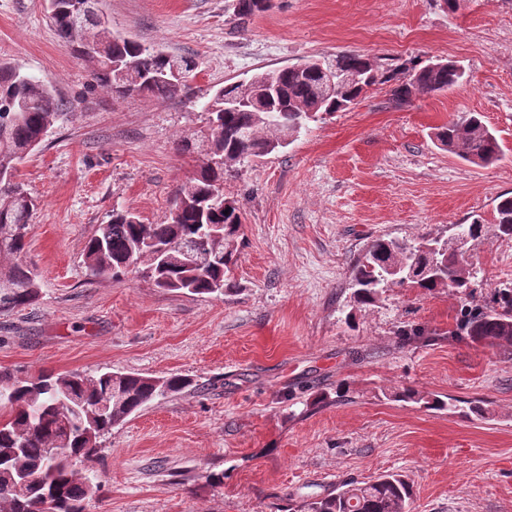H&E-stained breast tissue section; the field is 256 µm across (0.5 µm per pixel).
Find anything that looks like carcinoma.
Returning a JSON list of instances; mask_svg holds the SVG:
<instances>
[{"instance_id":"carcinoma-1","label":"carcinoma","mask_w":512,"mask_h":512,"mask_svg":"<svg viewBox=\"0 0 512 512\" xmlns=\"http://www.w3.org/2000/svg\"><path fill=\"white\" fill-rule=\"evenodd\" d=\"M83 0H46L57 36L88 63V90L139 95L165 100L178 96L195 64L160 49L147 50L112 30L108 21L89 19L75 29L77 5ZM234 16L246 21L263 12L261 0H235ZM299 74L286 67L265 73L270 84L229 83L204 102L210 127L199 145L196 174L181 189L170 216L144 224L130 210L112 213L89 240L84 264L95 276L119 279L130 267H144L156 287L216 298L239 290L232 276L240 248L242 213L238 201L224 196V170L252 157L277 152L288 143L272 144L269 127L276 125L292 138L322 115L347 109L368 89L388 82L392 100L409 102L413 91H445L461 85L466 71L453 60L434 65L385 71L370 56L345 53L338 70L357 73L360 80L323 97L317 60L306 61ZM85 98H66L48 81L0 65V312L24 308L41 288L37 273L22 255L32 225L35 200L16 179L17 165L39 146L49 131L68 119ZM443 149L465 161L487 167L504 157L495 131L476 112H462L436 128ZM496 234L512 239V197L495 207ZM460 228L477 246L487 225L477 217ZM477 275L464 276L448 241L426 237L376 238L353 267L354 301L373 306L384 289L420 288L446 293L460 306L456 328L448 335L485 346H512V282L494 289L488 302L471 305ZM193 387L187 376L148 377L138 373L94 372L42 374L35 379L0 372V512H85V502L100 489L90 462L99 439L155 400ZM394 397L432 410L457 408L456 399L424 394L405 387ZM62 449L53 456L50 449ZM37 476L30 482L28 477ZM411 487L403 475L388 473L370 481L344 480L328 493L303 502L300 512H411Z\"/></svg>"}]
</instances>
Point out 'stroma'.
Instances as JSON below:
<instances>
[{
    "mask_svg": "<svg viewBox=\"0 0 512 512\" xmlns=\"http://www.w3.org/2000/svg\"><path fill=\"white\" fill-rule=\"evenodd\" d=\"M102 7L113 30L198 68L165 101L85 96L19 163L37 201L23 260L41 289L32 305L0 313V371L179 374L195 386L102 440L101 489L86 512H298L344 479L385 472L410 482L412 512H512V349L449 338L457 308L447 294L392 288L355 312L349 289L370 240L447 237L477 215L490 225L498 197L512 195V0H460L454 11L443 0H275L243 28L232 0ZM347 52L387 70L450 58L469 79L403 106L390 84L376 85L284 151L234 166L224 193L243 214L240 293L191 296L134 272L90 275L85 246L113 211L132 209L146 224L168 217L197 170L201 105L214 88ZM0 63L69 97L88 80L42 0H0ZM461 112L481 113L502 161L478 167L436 144L435 128ZM472 260L484 280L475 303L512 282V239L487 236ZM415 325L435 340L398 336ZM404 386L479 399L490 414L396 400Z\"/></svg>",
    "mask_w": 512,
    "mask_h": 512,
    "instance_id": "obj_1",
    "label": "stroma"
}]
</instances>
